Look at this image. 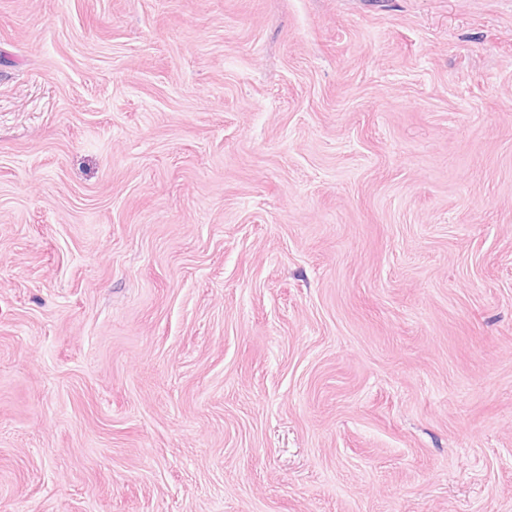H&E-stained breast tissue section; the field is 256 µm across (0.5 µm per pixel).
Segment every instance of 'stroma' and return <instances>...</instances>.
<instances>
[{"label":"stroma","instance_id":"35a3bbf8","mask_svg":"<svg viewBox=\"0 0 512 512\" xmlns=\"http://www.w3.org/2000/svg\"><path fill=\"white\" fill-rule=\"evenodd\" d=\"M0 512H512V0H0Z\"/></svg>","mask_w":512,"mask_h":512}]
</instances>
